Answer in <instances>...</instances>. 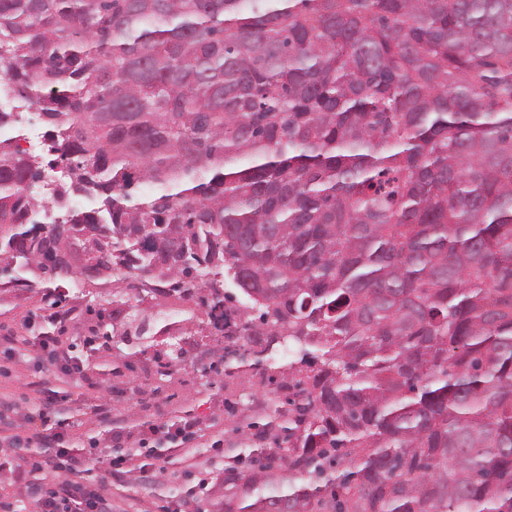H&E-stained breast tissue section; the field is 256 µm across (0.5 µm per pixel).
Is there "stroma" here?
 I'll use <instances>...</instances> for the list:
<instances>
[{
	"instance_id": "35a3bbf8",
	"label": "stroma",
	"mask_w": 512,
	"mask_h": 512,
	"mask_svg": "<svg viewBox=\"0 0 512 512\" xmlns=\"http://www.w3.org/2000/svg\"><path fill=\"white\" fill-rule=\"evenodd\" d=\"M71 308L68 334L73 344L70 354L80 367L76 373L61 370L48 350L38 345V332L32 327L41 316L38 296L20 288H0V451L24 464L32 488L31 493L23 494L9 485L0 487V512H38L36 491L50 482L47 471L38 466L36 444L6 441L11 425L23 424L37 414L41 390L47 385L65 396L71 423L68 445L80 450L92 480L106 486L112 512H170L176 498L174 486L188 488L202 478L213 493L206 501L192 499L190 508L192 512H217L216 504L224 497L223 455L210 445L224 436L225 399L236 398L241 388L220 377L213 384L202 385L194 364L208 347V338L192 335L186 362L162 380L149 357H141L130 370L118 351L84 347L92 321L85 315L82 301H73ZM106 400L112 403L108 422L99 420L95 412L96 405ZM187 411L200 419L205 436H192L172 452L163 474L146 477L141 470L146 451L139 442L147 428L172 424ZM115 426L125 431L124 447L136 451L118 473L111 471L108 463L110 430Z\"/></svg>"
}]
</instances>
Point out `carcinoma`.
<instances>
[{
	"instance_id": "1",
	"label": "carcinoma",
	"mask_w": 512,
	"mask_h": 512,
	"mask_svg": "<svg viewBox=\"0 0 512 512\" xmlns=\"http://www.w3.org/2000/svg\"><path fill=\"white\" fill-rule=\"evenodd\" d=\"M19 75L0 288L162 377L137 305L246 337L221 512H512V0H0Z\"/></svg>"
}]
</instances>
